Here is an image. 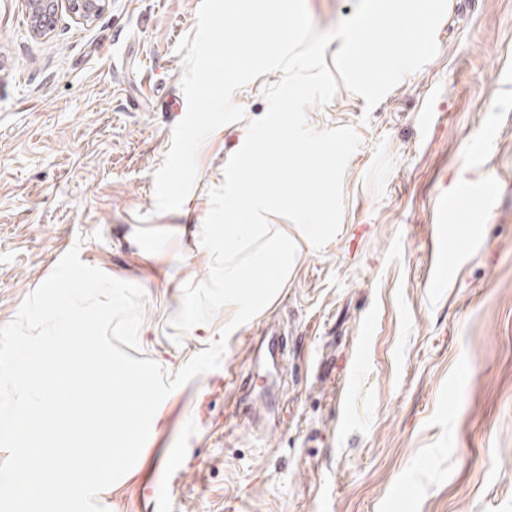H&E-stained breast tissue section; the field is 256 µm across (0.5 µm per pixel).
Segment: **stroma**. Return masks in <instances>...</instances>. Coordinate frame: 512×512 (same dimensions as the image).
<instances>
[{"label": "stroma", "mask_w": 512, "mask_h": 512, "mask_svg": "<svg viewBox=\"0 0 512 512\" xmlns=\"http://www.w3.org/2000/svg\"><path fill=\"white\" fill-rule=\"evenodd\" d=\"M199 6L110 0L41 38L0 0V327L75 248L143 289L131 357L172 375L220 332L224 310L178 343L170 318L208 276V191L245 121L204 140L179 210L154 197ZM435 38L374 109L343 87L308 109L359 137L342 231L162 402L108 512H512V0H448Z\"/></svg>", "instance_id": "stroma-1"}]
</instances>
